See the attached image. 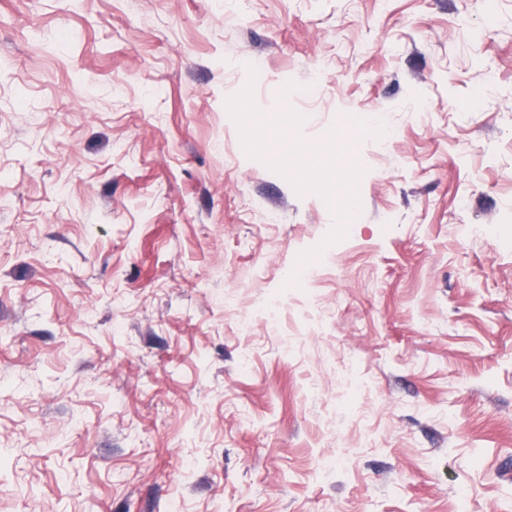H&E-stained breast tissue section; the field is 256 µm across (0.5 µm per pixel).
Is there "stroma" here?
<instances>
[{
    "label": "stroma",
    "instance_id": "obj_1",
    "mask_svg": "<svg viewBox=\"0 0 512 512\" xmlns=\"http://www.w3.org/2000/svg\"><path fill=\"white\" fill-rule=\"evenodd\" d=\"M510 242L512 0H0V512H512Z\"/></svg>",
    "mask_w": 512,
    "mask_h": 512
}]
</instances>
